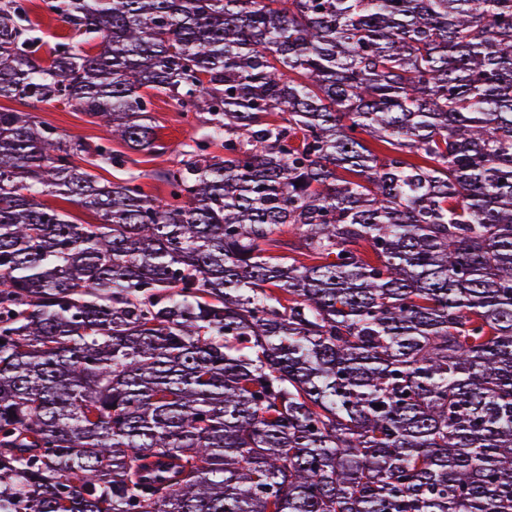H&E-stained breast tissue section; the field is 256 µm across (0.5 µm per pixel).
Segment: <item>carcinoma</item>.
I'll return each instance as SVG.
<instances>
[{"label":"carcinoma","mask_w":512,"mask_h":512,"mask_svg":"<svg viewBox=\"0 0 512 512\" xmlns=\"http://www.w3.org/2000/svg\"><path fill=\"white\" fill-rule=\"evenodd\" d=\"M42 2L0 98L201 133L0 108V512H512V0ZM28 9L30 17L33 20L38 21L39 31L36 32V36L41 37V42L38 43L40 46L39 54L44 57L46 51L50 46L57 41L70 42L72 46H76V49H85L90 53H94L96 49H92L91 44H80L75 40L68 39L71 35L68 26L58 20L54 15L46 13L42 9L41 0H20ZM150 100L149 108L157 125V143L163 147L157 153L146 154L134 152L120 143L106 144L112 150L124 153L127 163L122 167L111 166L108 163H99V168L89 166V156L79 155L75 157L77 164L89 168L100 178L108 181H119L128 177L131 173L140 175V183L145 192L160 199L167 197V187L159 180V173L173 168L179 159V153L183 144L189 142L198 129L197 121L192 113L189 117L183 116L176 103L164 93L148 91ZM85 159V160H83ZM0 107L21 112H30L37 120L42 121L59 133L72 139L93 143L103 135L99 121L68 104L53 102L38 104L36 108L24 105L20 101L0 100ZM42 200L50 207L68 213L71 217V220L77 224L98 223V219L94 214L83 210L82 208L70 203L69 201L53 196H45L42 198Z\"/></svg>","instance_id":"carcinoma-1"}]
</instances>
